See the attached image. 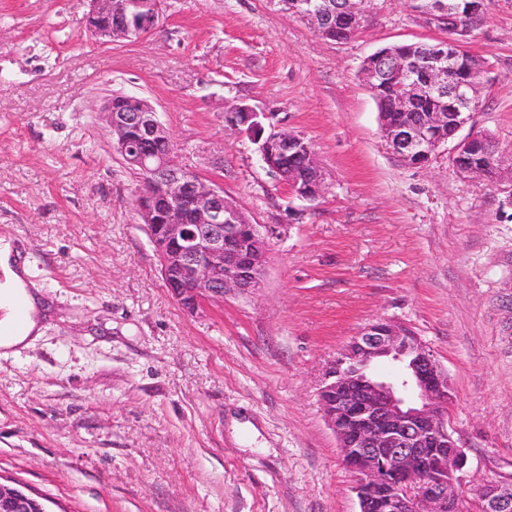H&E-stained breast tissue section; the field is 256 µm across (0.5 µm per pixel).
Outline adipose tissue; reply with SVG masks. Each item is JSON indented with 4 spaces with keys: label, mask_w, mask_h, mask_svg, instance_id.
<instances>
[{
    "label": "adipose tissue",
    "mask_w": 512,
    "mask_h": 512,
    "mask_svg": "<svg viewBox=\"0 0 512 512\" xmlns=\"http://www.w3.org/2000/svg\"><path fill=\"white\" fill-rule=\"evenodd\" d=\"M49 307L10 240L0 241V353L17 354L42 335Z\"/></svg>",
    "instance_id": "ef3b65f1"
}]
</instances>
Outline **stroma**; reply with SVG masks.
I'll list each match as a JSON object with an SVG mask.
<instances>
[{
	"instance_id": "stroma-1",
	"label": "stroma",
	"mask_w": 512,
	"mask_h": 512,
	"mask_svg": "<svg viewBox=\"0 0 512 512\" xmlns=\"http://www.w3.org/2000/svg\"><path fill=\"white\" fill-rule=\"evenodd\" d=\"M89 0H0V237L51 307L0 356V483L48 512H358L319 392L367 324L409 327L447 370L469 467L461 512L512 484V180L421 166L381 135L361 68L434 43L406 0H368L350 39L275 0H165L141 39L96 42ZM467 48L486 65L460 136L512 149V0H488ZM150 100L176 160L219 183L268 237L260 288L183 310L135 205L141 183L100 107ZM303 135L326 188L292 196L225 115Z\"/></svg>"
}]
</instances>
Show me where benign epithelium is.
<instances>
[{"label": "benign epithelium", "instance_id": "7a95c632", "mask_svg": "<svg viewBox=\"0 0 512 512\" xmlns=\"http://www.w3.org/2000/svg\"><path fill=\"white\" fill-rule=\"evenodd\" d=\"M85 27L104 43L137 40L151 32L162 17L163 0H90ZM425 25L448 32L420 62L389 49L368 56L362 71L368 89L376 92L388 76L399 82L398 110L406 113L416 100L429 96L435 110L420 120L403 123L381 115L380 128L390 148L411 165H423L452 139L478 104L483 66L464 39L484 19L486 0H465L466 23L459 20L455 0H408ZM117 23H112V17ZM359 28V0H318L302 20L322 37L338 40L336 20ZM474 71L471 80H459L460 61ZM114 151L141 178L136 206L141 221L152 227L151 243L158 255L165 283L182 308L196 313L206 299L221 300L230 292L248 293L259 287L267 253V238L249 223L243 212L224 197V189L198 173L176 164L175 142L145 98L122 94L103 108ZM262 113L248 106L230 112L228 120L245 128L258 144L269 172L285 177L287 160L302 156L308 168L304 180H288L297 198L316 201L324 174L305 137L288 131L265 132ZM159 143L166 149L159 152ZM486 157L499 173L503 160L496 145L481 134L460 141L452 155L453 167L476 175L469 159ZM390 359L401 364L398 382L370 372L372 364ZM325 418L342 451L344 464L357 475L353 487L360 512L368 495L383 492L385 512H451L459 508L460 473L467 456L448 423L453 394L448 374L433 351L405 326L378 320L364 327L334 361L320 392ZM448 453L430 473L423 472L426 446ZM481 512H512V486H484ZM0 512H46L44 504L19 487L0 483Z\"/></svg>", "mask_w": 512, "mask_h": 512}]
</instances>
